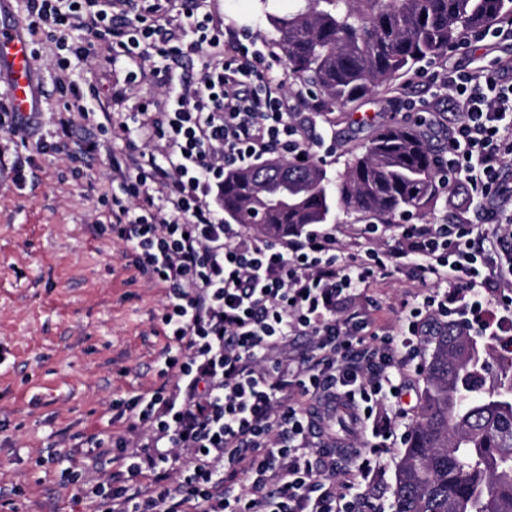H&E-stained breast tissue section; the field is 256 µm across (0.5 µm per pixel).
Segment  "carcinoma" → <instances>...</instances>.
Instances as JSON below:
<instances>
[{
	"mask_svg": "<svg viewBox=\"0 0 512 512\" xmlns=\"http://www.w3.org/2000/svg\"><path fill=\"white\" fill-rule=\"evenodd\" d=\"M509 14L512 0H304L269 23L289 76L331 111ZM446 181L429 139L403 123L383 128L335 178L315 160L232 169L223 206L234 223L282 238L338 208L391 218ZM393 497L394 512H512V351L498 354L452 324L439 331Z\"/></svg>",
	"mask_w": 512,
	"mask_h": 512,
	"instance_id": "cac0c4a2",
	"label": "carcinoma"
}]
</instances>
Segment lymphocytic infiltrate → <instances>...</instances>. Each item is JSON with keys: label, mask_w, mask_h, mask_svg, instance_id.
Returning <instances> with one entry per match:
<instances>
[{"label": "lymphocytic infiltrate", "mask_w": 512, "mask_h": 512, "mask_svg": "<svg viewBox=\"0 0 512 512\" xmlns=\"http://www.w3.org/2000/svg\"><path fill=\"white\" fill-rule=\"evenodd\" d=\"M31 32L65 50L60 69L106 40L129 81L164 90L123 113L112 135L107 229L164 289L166 385L119 403L124 435L87 437L102 466L124 474L83 481L104 512H386L363 482L394 427L347 461L317 442L318 401L367 423L402 391L395 373L418 356L430 326L512 340V57L452 70L457 119L441 153L450 184L472 201L454 224H403L394 246L343 253L332 231L267 240L225 221L224 173L271 154L307 155L304 126L280 95L286 71L248 30H224L199 0H26ZM202 59L195 74L182 62ZM403 275L425 286L400 303L394 336L371 331L369 283ZM309 339L294 349L296 337ZM148 434L143 462L133 438Z\"/></svg>", "instance_id": "f902f5d3"}]
</instances>
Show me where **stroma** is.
<instances>
[{
    "label": "stroma",
    "instance_id": "stroma-1",
    "mask_svg": "<svg viewBox=\"0 0 512 512\" xmlns=\"http://www.w3.org/2000/svg\"><path fill=\"white\" fill-rule=\"evenodd\" d=\"M299 7V0L207 4L225 24L249 29L273 54L278 48L266 14ZM29 42L38 112L25 140L0 128V512H99L98 502L75 499L67 476L80 471L95 477L87 437L125 432L114 401L161 384L163 294L96 223L102 197L112 191V159L102 151L80 155L76 147L110 140L111 131L76 114L66 148L39 152V143L56 140L63 102L55 86L60 71L54 44L41 34ZM510 54L512 39L470 33L459 48L421 61L364 99L327 113L312 110L293 80L281 92L290 111L307 113L311 139L332 141L324 166L335 176L379 129L412 119L415 104H430L434 120L426 131L445 139L455 121L445 83L449 69L487 66ZM111 57L108 44L96 42L69 76L95 88L107 106L116 90L134 103L157 94L151 85L126 84V68L112 65ZM17 161L27 175L20 186L10 173ZM466 204L463 192L440 188L410 220L452 224ZM421 290L399 275L375 281L368 293L382 303V318L392 322L394 307ZM423 387V374L411 373L408 388L387 402L398 430L418 421Z\"/></svg>",
    "mask_w": 512,
    "mask_h": 512
}]
</instances>
